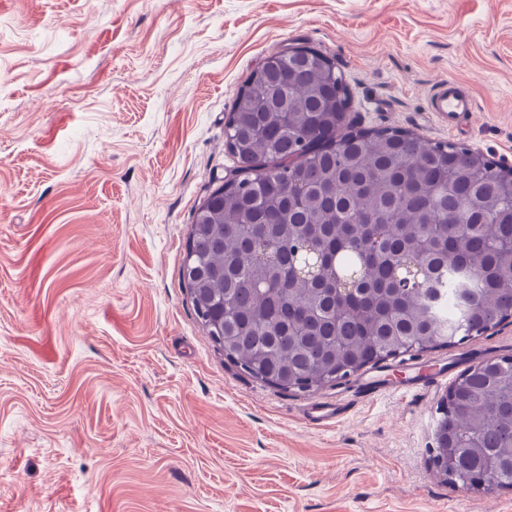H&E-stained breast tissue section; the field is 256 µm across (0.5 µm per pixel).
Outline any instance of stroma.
Instances as JSON below:
<instances>
[{
    "mask_svg": "<svg viewBox=\"0 0 512 512\" xmlns=\"http://www.w3.org/2000/svg\"><path fill=\"white\" fill-rule=\"evenodd\" d=\"M307 47L348 83L350 130L400 129L512 167V0H0V512H512L432 464L440 405L512 356V319L370 377L284 390L207 338L180 267L233 175L224 125L270 54ZM478 109L449 131L445 79ZM348 403L307 424L318 403Z\"/></svg>",
    "mask_w": 512,
    "mask_h": 512,
    "instance_id": "35a3bbf8",
    "label": "stroma"
}]
</instances>
